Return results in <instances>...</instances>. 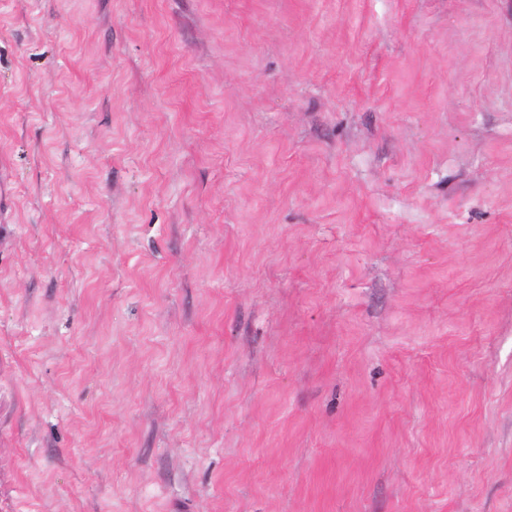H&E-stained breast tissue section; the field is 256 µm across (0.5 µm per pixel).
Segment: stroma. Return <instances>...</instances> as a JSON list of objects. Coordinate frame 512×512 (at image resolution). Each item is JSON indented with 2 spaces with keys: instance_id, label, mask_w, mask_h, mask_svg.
<instances>
[{
  "instance_id": "1",
  "label": "stroma",
  "mask_w": 512,
  "mask_h": 512,
  "mask_svg": "<svg viewBox=\"0 0 512 512\" xmlns=\"http://www.w3.org/2000/svg\"><path fill=\"white\" fill-rule=\"evenodd\" d=\"M0 512H512V0H0Z\"/></svg>"
}]
</instances>
